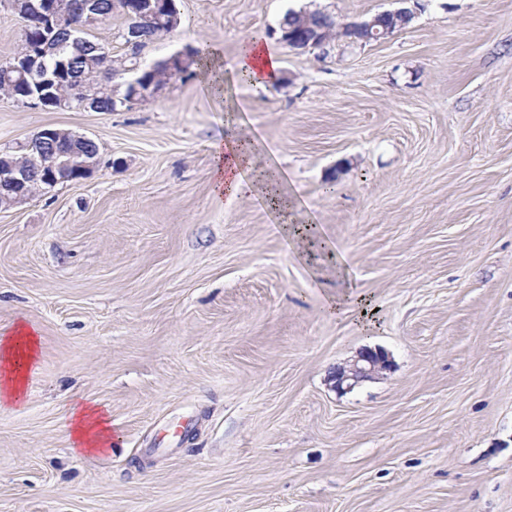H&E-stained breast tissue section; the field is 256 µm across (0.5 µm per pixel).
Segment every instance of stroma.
Wrapping results in <instances>:
<instances>
[{
	"label": "stroma",
	"mask_w": 512,
	"mask_h": 512,
	"mask_svg": "<svg viewBox=\"0 0 512 512\" xmlns=\"http://www.w3.org/2000/svg\"><path fill=\"white\" fill-rule=\"evenodd\" d=\"M141 51L232 60L290 10L339 23L394 0H176ZM387 39L278 44L273 88L172 77L114 112L0 96V151L93 138V174L0 208V333L37 329L0 409V512H512V0H418ZM258 132L335 244L370 325L329 316L335 262L302 261L249 196L216 200L209 145ZM364 347L393 367L337 392ZM114 424L71 446L64 409ZM64 419L71 434L72 448L94 453L112 445L111 422L94 402H75L68 407Z\"/></svg>",
	"instance_id": "35a3bbf8"
}]
</instances>
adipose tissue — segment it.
Wrapping results in <instances>:
<instances>
[{"label":"adipose tissue","instance_id":"1","mask_svg":"<svg viewBox=\"0 0 512 512\" xmlns=\"http://www.w3.org/2000/svg\"><path fill=\"white\" fill-rule=\"evenodd\" d=\"M205 86L216 98H224L227 80H239L257 91H266L281 69L278 52L259 35L245 37L237 56L225 62L219 47L205 49ZM263 149L260 138L253 133L232 134L210 145V185L215 198L234 199L249 195L261 200L270 210L283 216L279 232L284 241L296 247L302 259L316 252L332 251V244L319 232L310 217L288 220L295 211L294 199L281 187V174L271 165L258 166ZM330 314H353L363 319L371 303L355 289L348 271L336 269V292L328 296ZM35 328L18 325L12 335L0 338V406L20 403L24 395L26 372L35 359L38 340ZM71 434L72 447L87 453L100 452L112 443L111 422L98 406L90 401L73 403L64 414Z\"/></svg>","mask_w":512,"mask_h":512}]
</instances>
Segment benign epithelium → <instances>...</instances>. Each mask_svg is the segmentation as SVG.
I'll return each mask as SVG.
<instances>
[{"mask_svg":"<svg viewBox=\"0 0 512 512\" xmlns=\"http://www.w3.org/2000/svg\"><path fill=\"white\" fill-rule=\"evenodd\" d=\"M161 9L155 12L157 23L163 27L175 28L180 24L174 0H162ZM10 8L20 16L30 17L42 7L47 14V27L51 34L32 44L23 41L22 49L16 54L11 71L35 87L25 105L42 111L56 110L65 104H74L83 110L90 109L95 93L85 86L79 76L69 78L73 98L62 99L55 93L54 71L47 61L56 55L57 43L54 29L64 25L66 14L61 0H9ZM321 11L302 10L298 12L297 23L293 28L279 30V41L293 50H304L322 45L337 37H345L357 42L381 41L393 31L410 23L414 17L411 9L402 7L374 14L367 20L344 24L336 30L322 23ZM160 82L140 81L133 83L127 94V101L136 103L155 93ZM20 149L23 158L29 162L14 160L11 155L0 153V208L21 203L30 197L29 184L32 172L41 171V180L48 189L64 181H78L93 173L99 155L98 144L87 136H79L68 130L47 128L28 138ZM392 363L381 349L361 350L357 356L336 368L331 376L333 387L344 392L360 383L374 379L391 370Z\"/></svg>","mask_w":512,"mask_h":512,"instance_id":"benign-epithelium-1","label":"benign epithelium"}]
</instances>
